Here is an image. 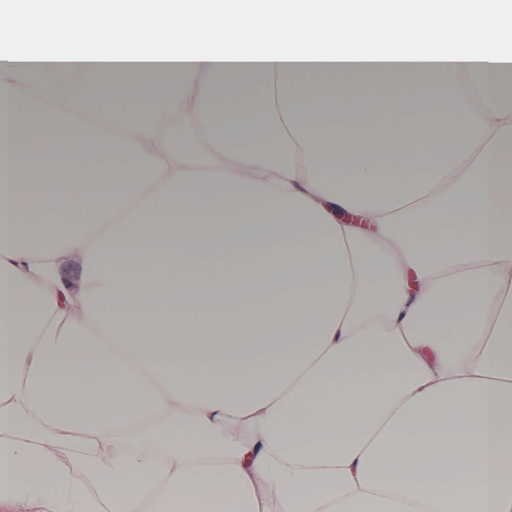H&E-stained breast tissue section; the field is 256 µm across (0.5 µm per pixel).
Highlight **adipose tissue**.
<instances>
[{
	"label": "adipose tissue",
	"instance_id": "1",
	"mask_svg": "<svg viewBox=\"0 0 512 512\" xmlns=\"http://www.w3.org/2000/svg\"><path fill=\"white\" fill-rule=\"evenodd\" d=\"M511 84L502 0L1 9L0 503L512 512ZM321 90L323 91H335L341 94L348 95H372L385 97L389 96L397 91V88L393 85L388 84H358V85H341V86H332V85H324L321 86Z\"/></svg>",
	"mask_w": 512,
	"mask_h": 512
}]
</instances>
